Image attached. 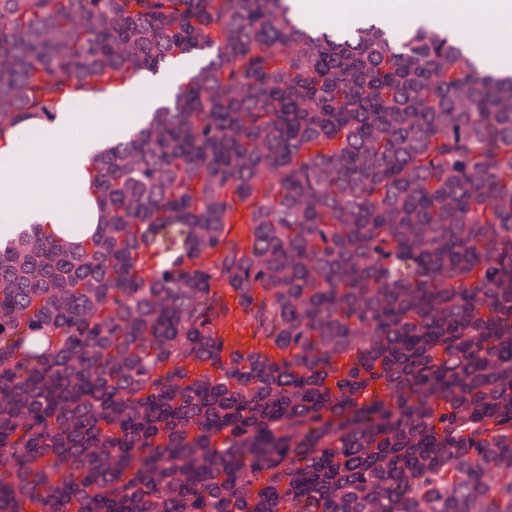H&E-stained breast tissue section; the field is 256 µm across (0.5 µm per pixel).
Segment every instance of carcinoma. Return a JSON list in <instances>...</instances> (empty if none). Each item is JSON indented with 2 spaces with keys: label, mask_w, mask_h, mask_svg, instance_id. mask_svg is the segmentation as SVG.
<instances>
[{
  "label": "carcinoma",
  "mask_w": 512,
  "mask_h": 512,
  "mask_svg": "<svg viewBox=\"0 0 512 512\" xmlns=\"http://www.w3.org/2000/svg\"><path fill=\"white\" fill-rule=\"evenodd\" d=\"M480 63L291 0H0V156L168 87L75 222L0 238V512H512V74ZM231 293L284 360L224 357Z\"/></svg>",
  "instance_id": "carcinoma-1"
}]
</instances>
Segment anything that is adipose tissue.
I'll list each match as a JSON object with an SVG mask.
<instances>
[{
  "label": "adipose tissue",
  "mask_w": 512,
  "mask_h": 512,
  "mask_svg": "<svg viewBox=\"0 0 512 512\" xmlns=\"http://www.w3.org/2000/svg\"><path fill=\"white\" fill-rule=\"evenodd\" d=\"M458 0H387L365 6L360 0H342L341 26L371 17L393 26L397 15H409L413 23L453 14ZM112 116L104 112L86 119L81 112H61L53 120L47 142L31 144L26 155L8 173L0 172V214L9 220L0 226L12 233L15 222L57 226L70 210L66 184L80 181L91 165L92 147L102 129L111 128Z\"/></svg>",
  "instance_id": "1"
}]
</instances>
